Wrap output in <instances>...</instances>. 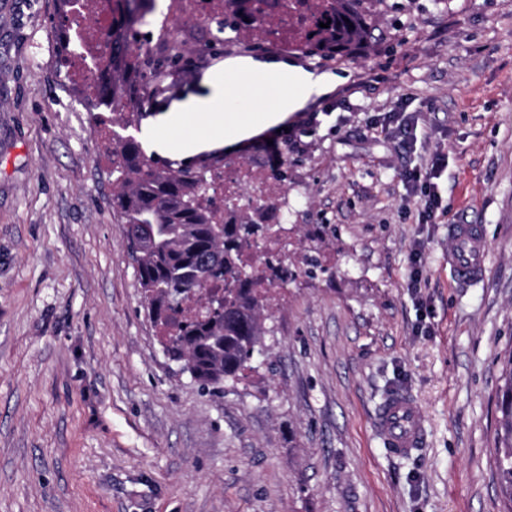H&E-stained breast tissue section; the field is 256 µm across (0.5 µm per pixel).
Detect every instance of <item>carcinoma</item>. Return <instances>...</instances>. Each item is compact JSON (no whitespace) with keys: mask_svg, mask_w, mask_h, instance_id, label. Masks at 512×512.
<instances>
[{"mask_svg":"<svg viewBox=\"0 0 512 512\" xmlns=\"http://www.w3.org/2000/svg\"><path fill=\"white\" fill-rule=\"evenodd\" d=\"M155 0H116L118 16L106 33L109 50L100 58L102 82L84 99L99 112L96 120L112 141L107 152L112 164V208L127 228L135 231L141 248L138 281L146 308L160 328L167 356L184 362L191 376L205 389L217 392L226 379H237L261 345L262 312L274 297V288L287 286L297 269L282 259L285 246L265 267L252 269L248 258L258 242L277 235L278 226L249 216L224 220L206 192L207 174L193 168L173 171L158 166L134 138L115 137L104 113L121 106L128 119L143 103L159 94L155 82H143L142 62L131 42L137 14L150 12ZM233 13L219 22L217 35L245 25L250 16L245 0H228ZM360 0H330L332 22L307 45L335 53L365 43L368 30L357 4ZM238 283L236 294L224 305V314L212 318L203 306L224 289ZM498 408L502 432L496 448L501 493L512 506V359L507 362Z\"/></svg>","mask_w":512,"mask_h":512,"instance_id":"1","label":"carcinoma"}]
</instances>
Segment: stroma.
<instances>
[{"mask_svg": "<svg viewBox=\"0 0 512 512\" xmlns=\"http://www.w3.org/2000/svg\"><path fill=\"white\" fill-rule=\"evenodd\" d=\"M371 36L326 58L194 28L188 73L129 135L209 98L210 73L253 59L339 76L237 144L191 157L288 158L299 275L265 311L243 377L202 390L164 354L112 210L106 141L59 67L57 0H0V512H501L495 464L512 355V0H363ZM417 143L373 137L390 111ZM438 159L449 217L487 243L456 281L447 223L418 221L405 169ZM416 403L422 448L374 425ZM375 427L393 455H408L423 445L421 417L414 403L403 393L392 394L380 405Z\"/></svg>", "mask_w": 512, "mask_h": 512, "instance_id": "1", "label": "stroma"}]
</instances>
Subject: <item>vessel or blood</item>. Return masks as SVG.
<instances>
[{
	"mask_svg": "<svg viewBox=\"0 0 512 512\" xmlns=\"http://www.w3.org/2000/svg\"><path fill=\"white\" fill-rule=\"evenodd\" d=\"M449 235L455 243L451 259L453 274L459 281H468L483 267L486 247L480 227L460 219L450 225ZM375 427L391 454L397 456L410 454L424 441V427L416 406L408 396L399 392L380 405Z\"/></svg>",
	"mask_w": 512,
	"mask_h": 512,
	"instance_id": "1",
	"label": "vessel or blood"
}]
</instances>
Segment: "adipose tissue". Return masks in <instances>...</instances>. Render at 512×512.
<instances>
[{
    "label": "adipose tissue",
    "mask_w": 512,
    "mask_h": 512,
    "mask_svg": "<svg viewBox=\"0 0 512 512\" xmlns=\"http://www.w3.org/2000/svg\"><path fill=\"white\" fill-rule=\"evenodd\" d=\"M241 76L238 86L216 80L214 95L201 111L166 117L163 125L144 130L143 138L149 149L187 154L202 143L233 146L244 137L273 126L302 108L312 95L326 92L333 80L326 74H314L284 64H259L244 61L238 64ZM262 77L264 86L281 88L264 112H228L223 108L226 98L239 89L250 86L255 77Z\"/></svg>",
    "instance_id": "obj_1"
}]
</instances>
